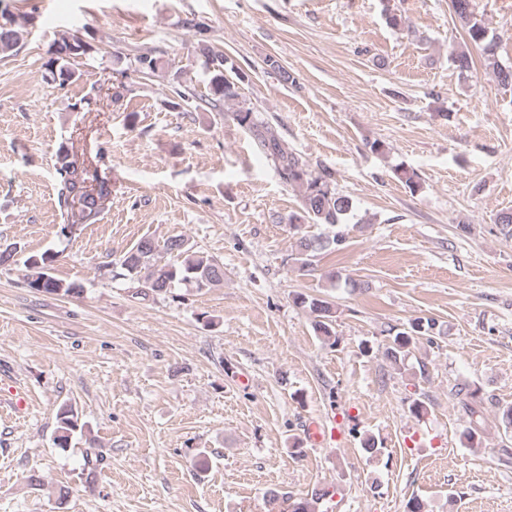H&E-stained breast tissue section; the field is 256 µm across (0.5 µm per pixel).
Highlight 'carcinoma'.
Wrapping results in <instances>:
<instances>
[{"instance_id":"carcinoma-1","label":"carcinoma","mask_w":512,"mask_h":512,"mask_svg":"<svg viewBox=\"0 0 512 512\" xmlns=\"http://www.w3.org/2000/svg\"><path fill=\"white\" fill-rule=\"evenodd\" d=\"M455 22L465 34V46L455 50L450 60L460 71L471 69L472 61L468 46L480 48L485 66L492 69L497 82L504 87H512V65H503L498 59L499 42L489 35L488 28L475 10L474 0H451ZM24 40V31L0 26V53L14 50ZM200 55L209 76V94L202 102L217 106L220 103L240 98L239 86L224 74L226 58L224 52L207 44L199 45ZM87 53V46L77 37L55 42L51 47L50 65H59L56 71L59 86L68 84L75 76L70 61ZM136 71L148 78L159 69L160 60L150 53L136 58ZM238 126L247 132L267 161L277 170L283 183L300 189L297 208L287 219L288 233L294 237L295 260L300 267L313 270L312 258L324 252L330 254L344 250L347 240V220L353 210L350 197L336 192L330 175L318 173L288 147L272 129L259 121L253 108L244 104L232 112ZM57 173L60 176L59 200L67 204L68 199H79L80 208L75 223L94 224L100 214L101 199L111 194L107 182L99 183L97 194L86 190L89 180L88 170H79L69 161V155L59 153ZM324 227L326 233L311 234L307 229ZM166 253L175 258L172 263L160 264V254ZM52 256L47 253L33 254L23 261L24 278L27 285L50 294L74 295L83 291L76 282H67L54 276ZM112 278L139 283L141 294L155 296L168 295L180 285L201 292L224 281V264L197 249L188 235H177L158 243L152 238L143 237L137 241L111 269ZM294 303L309 311L314 317V328L323 342L334 346L337 343L334 331L336 310L334 305L316 297L298 294ZM434 318H415L397 330L387 344L384 355L395 367L404 365L411 350L423 336H430L437 330ZM456 396L469 416V426L462 432L466 442L474 447L479 444L483 431V398L478 387L464 386L456 390ZM55 443L60 448L69 445L75 433L83 431L75 410L64 405L58 414ZM330 495L328 489H316L310 497L290 505L291 512H316V504Z\"/></svg>"}]
</instances>
